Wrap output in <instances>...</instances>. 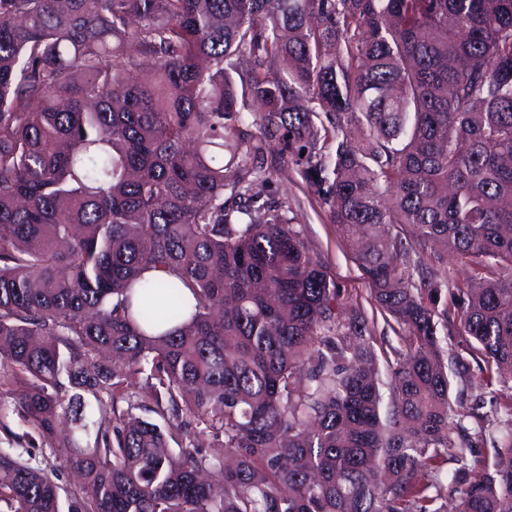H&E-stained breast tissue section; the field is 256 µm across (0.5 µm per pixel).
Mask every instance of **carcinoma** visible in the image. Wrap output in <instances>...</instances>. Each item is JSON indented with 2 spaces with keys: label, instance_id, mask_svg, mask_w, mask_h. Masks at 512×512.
I'll list each match as a JSON object with an SVG mask.
<instances>
[{
  "label": "carcinoma",
  "instance_id": "obj_1",
  "mask_svg": "<svg viewBox=\"0 0 512 512\" xmlns=\"http://www.w3.org/2000/svg\"><path fill=\"white\" fill-rule=\"evenodd\" d=\"M271 151L412 334L387 400ZM450 326L512 374V0H0V385L83 479L0 448V512H512V385L480 412ZM200 424L234 466L168 450ZM388 229L392 235H397L406 246L412 249L411 253L414 258L415 253L417 257H420L424 269H427L431 274L443 276L447 273L460 284L466 282L475 284L479 282L481 277H484V274L477 275L473 269L451 257L438 245L430 241L420 244L417 233L411 225L393 224L389 225Z\"/></svg>",
  "mask_w": 512,
  "mask_h": 512
}]
</instances>
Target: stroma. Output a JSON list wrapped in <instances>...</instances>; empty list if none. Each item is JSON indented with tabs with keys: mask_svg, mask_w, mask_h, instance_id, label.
I'll list each match as a JSON object with an SVG mask.
<instances>
[{
	"mask_svg": "<svg viewBox=\"0 0 512 512\" xmlns=\"http://www.w3.org/2000/svg\"><path fill=\"white\" fill-rule=\"evenodd\" d=\"M267 164L272 178L266 188L267 194L287 196L298 224H301L305 243L317 254L340 292V301L347 307L360 309L371 326V342L378 357L393 354L409 342V332L375 309L369 294V287L362 279L361 272L352 257L349 245L335 224L332 223L327 207L322 206L297 173L291 160L271 156ZM391 234L397 235L403 243L420 257L424 269L434 275H450L458 283H477L478 275L465 263L446 253L431 242H420L411 225H390Z\"/></svg>",
	"mask_w": 512,
	"mask_h": 512,
	"instance_id": "obj_1",
	"label": "stroma"
}]
</instances>
